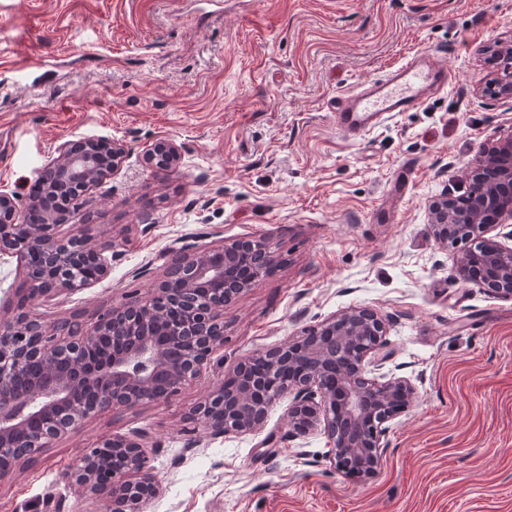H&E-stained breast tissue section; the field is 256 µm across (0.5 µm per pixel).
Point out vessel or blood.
Listing matches in <instances>:
<instances>
[{
	"mask_svg": "<svg viewBox=\"0 0 512 512\" xmlns=\"http://www.w3.org/2000/svg\"><path fill=\"white\" fill-rule=\"evenodd\" d=\"M447 68L423 52L392 67L382 77L339 96L336 125L351 139H363L399 112L418 108L430 93L447 88Z\"/></svg>",
	"mask_w": 512,
	"mask_h": 512,
	"instance_id": "1",
	"label": "vessel or blood"
}]
</instances>
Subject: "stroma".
Instances as JSON below:
<instances>
[{
    "label": "stroma",
    "instance_id": "stroma-1",
    "mask_svg": "<svg viewBox=\"0 0 512 512\" xmlns=\"http://www.w3.org/2000/svg\"><path fill=\"white\" fill-rule=\"evenodd\" d=\"M510 41L512 0H0V190L24 214L60 143L125 149L71 203L92 245L111 243V273L35 306L43 322L147 297L171 249L251 237L281 262L225 307V368L370 306L382 373L417 387L366 479L335 469L325 435L291 436L285 395L259 431L191 428L222 381L207 370L20 462L0 512H105L68 474L81 449L134 431L162 487L148 512H512V298L456 274L430 214L512 130V104L478 92ZM423 49L447 91L362 141L337 128L338 95ZM161 140L180 160L158 172L145 157Z\"/></svg>",
    "mask_w": 512,
    "mask_h": 512
}]
</instances>
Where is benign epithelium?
I'll use <instances>...</instances> for the list:
<instances>
[{
    "label": "benign epithelium",
    "mask_w": 512,
    "mask_h": 512,
    "mask_svg": "<svg viewBox=\"0 0 512 512\" xmlns=\"http://www.w3.org/2000/svg\"><path fill=\"white\" fill-rule=\"evenodd\" d=\"M504 65L488 89L512 100V43L503 50ZM125 149L119 142L87 137L66 141L48 169L58 180L83 193L121 167ZM179 159L176 144L156 143L147 154L155 169ZM479 164L493 171L482 182L470 179L468 209L443 196L433 207L432 228L442 245L456 247L459 227L469 229L456 268L458 276L478 277L494 292L512 297V246L489 236L512 222V132L484 147ZM28 212L42 223L20 219L12 194L0 191V256L34 264L43 275L29 289L17 288L7 302L12 316H0V481L22 459L74 430L100 412L129 409L145 402H166L204 370L224 369L216 353L224 349V304L279 263L276 250L253 239H226L218 246L186 244L173 251L164 278L144 299L100 308L94 322L46 325L30 310L107 277L112 260L104 248L89 243L86 229L64 225L68 209H43L34 200ZM224 292L219 302L192 304L183 310L182 327L212 326L208 336H178L161 327L154 305L180 292ZM385 322L379 311L357 307L336 313L260 357L267 367L249 373L239 362L226 380L194 408L189 420L214 437L260 429L271 403L292 395L288 424L295 434L319 431L333 443L338 470L354 463L372 477L381 467L390 423L411 406L417 388L406 377L377 378L368 370L389 357ZM48 362L45 377L26 393L11 391L13 379L31 360ZM74 481L92 495L105 494L109 512H144L161 487L147 467L146 448L134 435L106 436L81 450Z\"/></svg>",
    "instance_id": "obj_1"
}]
</instances>
